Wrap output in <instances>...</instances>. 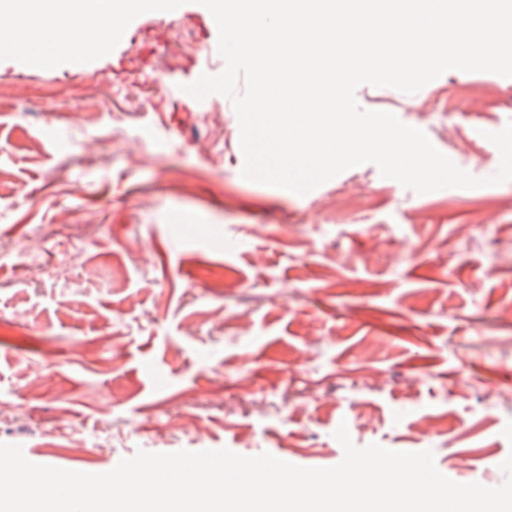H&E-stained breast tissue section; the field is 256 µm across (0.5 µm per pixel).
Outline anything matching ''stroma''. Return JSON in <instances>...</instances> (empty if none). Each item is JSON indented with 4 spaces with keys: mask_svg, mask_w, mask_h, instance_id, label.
<instances>
[{
    "mask_svg": "<svg viewBox=\"0 0 512 512\" xmlns=\"http://www.w3.org/2000/svg\"><path fill=\"white\" fill-rule=\"evenodd\" d=\"M208 14H142L89 71L0 60V443L64 465L76 433L93 468L222 448L327 468L344 424L357 447L501 484L512 180L419 194L371 163L302 196L245 180L230 99L137 81L220 74ZM355 97L474 177L499 166L478 133L512 120V78L450 70ZM341 196L360 204L338 219Z\"/></svg>",
    "mask_w": 512,
    "mask_h": 512,
    "instance_id": "1",
    "label": "stroma"
}]
</instances>
